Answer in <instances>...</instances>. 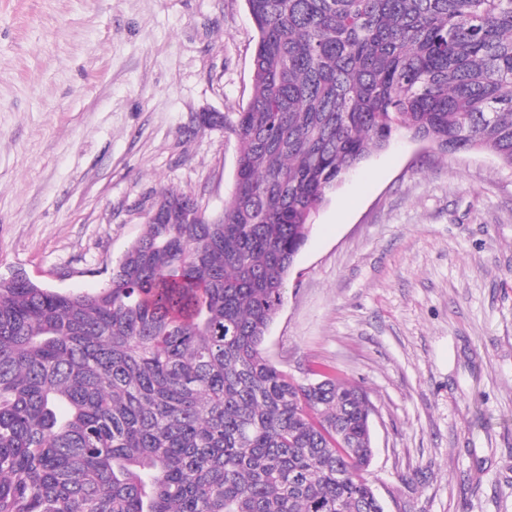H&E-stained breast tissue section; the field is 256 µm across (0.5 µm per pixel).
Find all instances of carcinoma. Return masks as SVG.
Masks as SVG:
<instances>
[{
	"label": "carcinoma",
	"mask_w": 512,
	"mask_h": 512,
	"mask_svg": "<svg viewBox=\"0 0 512 512\" xmlns=\"http://www.w3.org/2000/svg\"><path fill=\"white\" fill-rule=\"evenodd\" d=\"M253 95L207 215L163 187L109 283L0 280V512H384L364 390L264 343L314 217L406 132L512 170V0H245Z\"/></svg>",
	"instance_id": "obj_1"
}]
</instances>
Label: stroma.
Listing matches in <instances>:
<instances>
[{
    "label": "stroma",
    "mask_w": 512,
    "mask_h": 512,
    "mask_svg": "<svg viewBox=\"0 0 512 512\" xmlns=\"http://www.w3.org/2000/svg\"><path fill=\"white\" fill-rule=\"evenodd\" d=\"M245 0H0V279L104 287L160 188L207 214L238 152ZM265 355L372 406L385 512H512V171L401 134L330 196Z\"/></svg>",
    "instance_id": "obj_1"
}]
</instances>
